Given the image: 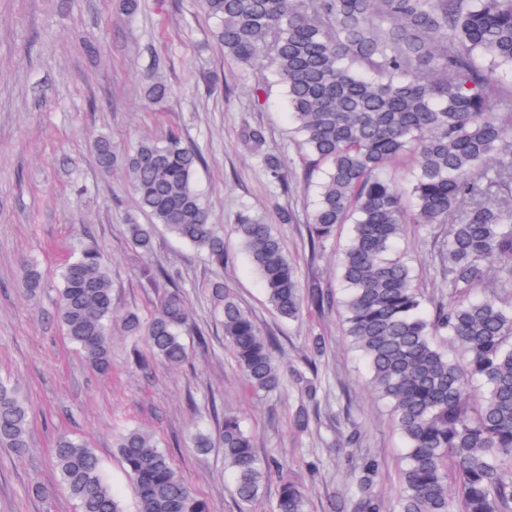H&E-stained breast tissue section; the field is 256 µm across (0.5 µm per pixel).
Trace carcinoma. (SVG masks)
Returning <instances> with one entry per match:
<instances>
[{
    "mask_svg": "<svg viewBox=\"0 0 512 512\" xmlns=\"http://www.w3.org/2000/svg\"><path fill=\"white\" fill-rule=\"evenodd\" d=\"M216 37L234 61L257 67L266 59L286 89L288 116L305 151V171L323 167L308 215L312 253L352 229L339 262L345 332L361 353L373 391L385 399L405 442L399 470V512H512V0H202ZM160 72L146 97L166 102ZM242 141L288 191L278 157L246 125ZM99 168L122 170L148 224H127L134 250L152 249L154 230L224 265V237L209 221L196 184L202 151L170 133L143 138L118 154L112 140L94 143ZM412 160L409 187L387 167ZM408 224L446 225L442 276L450 302H431L405 259L393 253ZM234 232L268 304L287 321L305 308L323 309L333 295L302 287L273 224L243 208ZM21 286L42 287L25 267ZM224 341L255 395L282 385L277 340L261 334L226 282L211 285ZM56 314L69 343L98 373L112 371V283L101 250L83 245L60 269ZM190 313L175 285L148 315L127 312L122 335L137 367L152 372L188 359L183 340ZM463 356L448 357V347ZM291 373L301 393L297 431L315 418L319 392L313 357ZM213 416L224 447V474L249 512L266 497L272 472L282 474L271 512H308L306 488L283 476L286 464L263 457L238 416ZM30 415L16 386L0 381V448H28ZM117 449L137 493L136 512H211L178 475L171 455L138 426L116 435ZM52 462L76 512H125L118 492L89 445L57 436ZM383 463L365 456L347 492L327 512H383L376 490Z\"/></svg>",
    "mask_w": 512,
    "mask_h": 512,
    "instance_id": "cac0c4a2",
    "label": "carcinoma"
}]
</instances>
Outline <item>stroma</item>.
Here are the masks:
<instances>
[{
  "mask_svg": "<svg viewBox=\"0 0 512 512\" xmlns=\"http://www.w3.org/2000/svg\"><path fill=\"white\" fill-rule=\"evenodd\" d=\"M214 28L200 0H139L132 14L123 0H0V380L19 387L31 419L25 457L0 448V512H76L52 467L61 432L95 450L126 512H135V488L113 446L115 429L131 423L156 435L211 512H240L224 479L216 407L242 418L261 454L288 460L308 490L309 512H326L329 497L345 492L351 471L367 455L384 463L376 489L385 512H398L404 443L387 403L370 387L364 359L350 346L341 306L305 310L295 322L279 319L233 232L240 209L250 208L277 225L302 285L337 293L350 227L341 225L334 246L312 255L306 224L316 186L304 176L285 94L276 86L269 98L257 99L254 87L269 70L238 67ZM88 44L95 53L86 54ZM155 62L172 89L159 106L145 97ZM245 124L261 127L265 151L282 159L288 192L275 187L241 142ZM173 129L206 157L197 187L224 235L223 266L163 232L155 235L152 252L132 250L126 226L148 218L121 174L97 166L96 135L110 136L120 152ZM283 209L292 212V223H279ZM447 235L444 225L410 224L396 245L429 298L448 295L439 274ZM88 241L108 258L114 318L132 309L149 312L163 295L162 287L141 278L142 267L162 264L182 287L192 324L184 335L190 353L184 367L159 366L145 376L131 360L132 339L116 332L112 371L101 375L67 342L56 320L58 272L72 247ZM28 264L43 275L33 296L20 286ZM218 280L233 285L264 335L277 338L288 368L303 367L311 337L324 336L327 351L317 362L320 417L308 432L291 426L300 397L294 386L261 397L249 390L224 347L221 318L209 299L208 285ZM351 422L360 437L349 447L344 435ZM195 427L214 436L208 453L192 448L188 433ZM34 484L48 499L30 494Z\"/></svg>",
  "mask_w": 512,
  "mask_h": 512,
  "instance_id": "stroma-1",
  "label": "stroma"
}]
</instances>
